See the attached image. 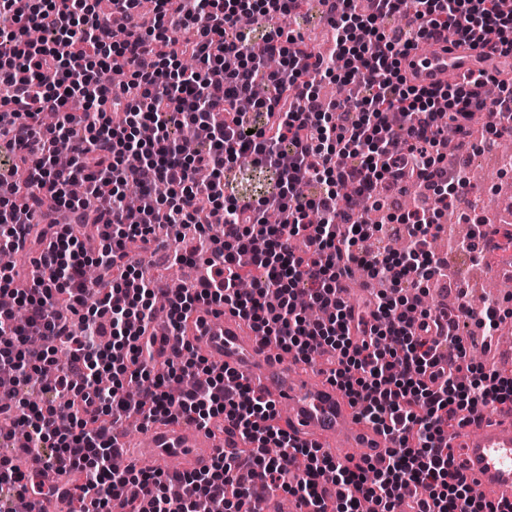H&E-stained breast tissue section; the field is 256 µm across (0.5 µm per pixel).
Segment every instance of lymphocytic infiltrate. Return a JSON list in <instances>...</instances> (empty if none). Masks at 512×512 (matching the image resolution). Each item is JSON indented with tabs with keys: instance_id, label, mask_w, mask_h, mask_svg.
<instances>
[{
	"instance_id": "f902f5d3",
	"label": "lymphocytic infiltrate",
	"mask_w": 512,
	"mask_h": 512,
	"mask_svg": "<svg viewBox=\"0 0 512 512\" xmlns=\"http://www.w3.org/2000/svg\"><path fill=\"white\" fill-rule=\"evenodd\" d=\"M0 0V88L19 109L0 113V253L36 252L31 284L0 266V495L23 497L21 459L46 462L76 493V512H255V483L308 512H504L472 493L450 430L487 407L512 409V377L475 371L461 326L493 340L499 303L431 312L417 300L446 261L431 248L463 173L438 148L478 111L492 134L512 130V76L481 97L485 71L443 86L413 84L403 61L452 33V46L512 57L503 0H319L336 32L331 58L294 34L303 0ZM403 15L391 34L377 17ZM348 86L325 104L318 86ZM448 113L447 125L435 120ZM71 162L55 163L59 143ZM273 174L265 194H235L224 174L242 155ZM416 176L431 198L398 222L410 246L369 249L379 225L358 209L386 183ZM142 189L139 208L124 202ZM51 208L63 221L33 223ZM280 223L264 221L267 212ZM169 226L167 264L203 261L206 274L169 297V334L148 332L157 281L129 260ZM223 226L200 257L185 225ZM385 279L357 306L353 268ZM217 306L250 322L298 362L326 358L328 378L394 446L384 466L344 464L275 423L276 406L181 343L187 314ZM171 356L156 371L158 347ZM67 361H59V349ZM139 415L224 428L241 442L201 471L113 469L116 425Z\"/></svg>"
}]
</instances>
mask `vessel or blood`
<instances>
[{
  "label": "vessel or blood",
  "mask_w": 512,
  "mask_h": 512,
  "mask_svg": "<svg viewBox=\"0 0 512 512\" xmlns=\"http://www.w3.org/2000/svg\"><path fill=\"white\" fill-rule=\"evenodd\" d=\"M409 60L410 78L423 85L459 79L488 66L512 68V59L491 61L465 45L447 51L435 43L411 52ZM184 339L257 394L287 407L292 420L323 451L332 454L339 448H362L373 464L385 463L390 438L360 419L336 386L323 380L297 379L245 321L205 306L187 320ZM147 440L142 455L156 467H165L174 458L189 471L208 467L218 444L213 429L167 421L156 422ZM453 444L462 449L467 473L485 495L512 503V423L500 425L489 416L471 421ZM28 470L34 481L30 496L39 501L43 512H67L66 505L48 493L57 483L56 473L42 462L29 464Z\"/></svg>",
  "instance_id": "vessel-or-blood-1"
}]
</instances>
